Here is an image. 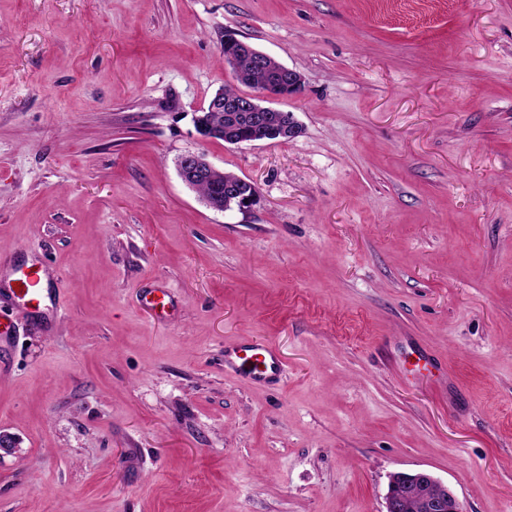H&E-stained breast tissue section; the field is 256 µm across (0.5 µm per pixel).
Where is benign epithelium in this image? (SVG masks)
Instances as JSON below:
<instances>
[{
  "label": "benign epithelium",
  "mask_w": 512,
  "mask_h": 512,
  "mask_svg": "<svg viewBox=\"0 0 512 512\" xmlns=\"http://www.w3.org/2000/svg\"><path fill=\"white\" fill-rule=\"evenodd\" d=\"M304 80L302 75L288 67L282 69L281 79L257 94L243 96L238 99L226 100L220 94L214 95L208 108L219 112H249L252 114V124L249 132L232 144L255 143L268 140L277 135L288 133L296 136L301 132V127H281L277 123L268 121L270 113L275 108L270 106L260 107L259 99L286 98L298 95L302 92ZM179 171L197 180L207 176L214 166L200 153H186L178 159ZM257 191L255 185L245 179L224 188V192L214 196L210 208L224 211V200L237 201V209L242 211L253 205ZM415 501L420 512H463L462 504L453 488L444 484L427 472H394L389 476L387 493L385 495L386 512H402L405 503Z\"/></svg>",
  "instance_id": "benign-epithelium-1"
}]
</instances>
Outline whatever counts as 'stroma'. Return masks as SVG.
Segmentation results:
<instances>
[{
  "mask_svg": "<svg viewBox=\"0 0 512 512\" xmlns=\"http://www.w3.org/2000/svg\"><path fill=\"white\" fill-rule=\"evenodd\" d=\"M228 33L303 74L301 134L200 138ZM33 263L64 310L0 295V512H384L415 470L512 512V0H0V273ZM256 341L280 382L225 369ZM178 168L181 173L190 175L193 180L203 178L193 183V188L199 197L212 198L214 194L222 192L214 195V199L209 205L214 210L224 212L225 195L229 201H237V209L240 211L251 207L256 200L257 191L252 182L242 178L238 179V176L221 170H215L209 174L214 166L203 154H183L178 159ZM205 176L207 177L204 178ZM237 179L235 184L224 188V185L234 183ZM145 306L158 318L171 316L174 310L173 300L166 288H156L144 296Z\"/></svg>",
  "mask_w": 512,
  "mask_h": 512,
  "instance_id": "obj_1",
  "label": "stroma"
}]
</instances>
